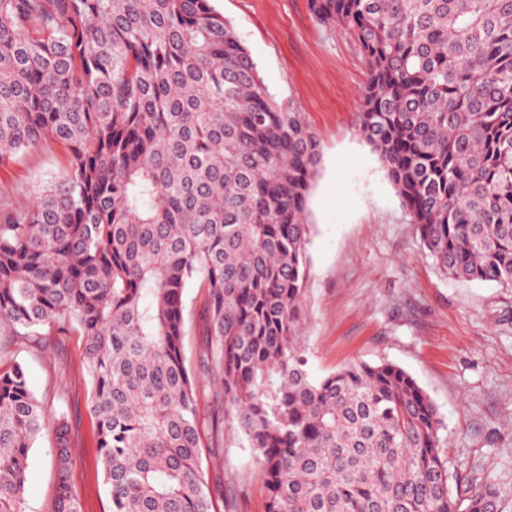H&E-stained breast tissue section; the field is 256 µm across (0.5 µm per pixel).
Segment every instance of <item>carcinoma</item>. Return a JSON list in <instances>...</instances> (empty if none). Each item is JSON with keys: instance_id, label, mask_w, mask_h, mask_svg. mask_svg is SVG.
<instances>
[{"instance_id": "obj_1", "label": "carcinoma", "mask_w": 512, "mask_h": 512, "mask_svg": "<svg viewBox=\"0 0 512 512\" xmlns=\"http://www.w3.org/2000/svg\"><path fill=\"white\" fill-rule=\"evenodd\" d=\"M368 66L356 129L445 271L512 288V0H308ZM67 152L0 216V319L75 328L111 512H216L200 464L184 293L204 289L203 369L261 461L266 512H504L451 492L444 424L403 368L311 377L305 347L321 160L212 0H0V165ZM44 415L0 371V512H25ZM56 463L69 470L67 422ZM54 512H82L60 486Z\"/></svg>"}]
</instances>
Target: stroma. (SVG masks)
I'll list each match as a JSON object with an SVG mask.
<instances>
[{"instance_id":"obj_1","label":"stroma","mask_w":512,"mask_h":512,"mask_svg":"<svg viewBox=\"0 0 512 512\" xmlns=\"http://www.w3.org/2000/svg\"><path fill=\"white\" fill-rule=\"evenodd\" d=\"M276 100L293 105L321 146L308 199V368L319 378L348 363H391L407 371L438 409L451 474L471 488L494 482L512 512V289L455 280L424 246L378 155L355 117L367 68L353 37L313 15L308 0H218ZM64 165L46 141L0 167V213L30 205L38 186ZM203 291L185 290L186 364L201 375ZM84 338L60 348L18 339L0 365L22 363L47 423L29 451L25 512H54L59 488L57 420L74 436L68 486L82 512H109ZM210 485L236 500V512H265L262 466L228 425L202 440Z\"/></svg>"}]
</instances>
